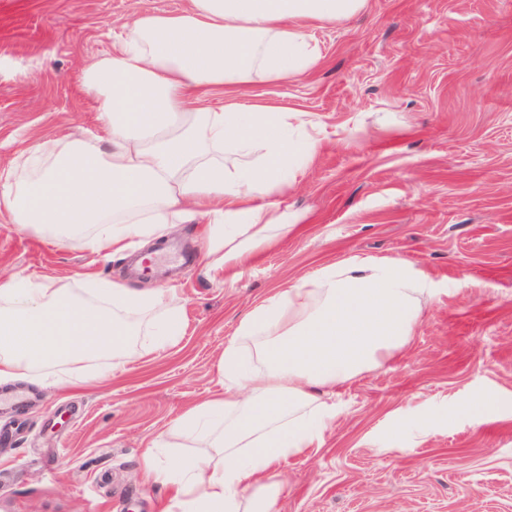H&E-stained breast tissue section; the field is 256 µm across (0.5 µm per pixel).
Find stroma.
Returning <instances> with one entry per match:
<instances>
[{"mask_svg": "<svg viewBox=\"0 0 512 512\" xmlns=\"http://www.w3.org/2000/svg\"><path fill=\"white\" fill-rule=\"evenodd\" d=\"M186 0H0V164L42 137L99 131L82 69L137 12ZM313 72L242 91V103L308 113L326 140L285 205L303 224L240 266L205 272L206 227L182 224L179 260L133 271L0 215V275L87 270L132 288L176 282L185 330L127 371L0 409V512H168L147 477L149 441L221 391L218 361L242 317L319 267L405 259L432 297L409 344L341 388L320 447L288 459L274 512H512V0H368L314 28ZM477 395L497 405L474 419Z\"/></svg>", "mask_w": 512, "mask_h": 512, "instance_id": "35a3bbf8", "label": "stroma"}]
</instances>
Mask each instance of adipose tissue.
<instances>
[{"mask_svg":"<svg viewBox=\"0 0 512 512\" xmlns=\"http://www.w3.org/2000/svg\"><path fill=\"white\" fill-rule=\"evenodd\" d=\"M367 3L188 0L178 13L124 22L111 52L82 73L102 135L49 136L19 150L0 167V214L98 255L203 224L206 267H238L303 222L280 205L322 137L302 112L233 95L312 72L322 55L310 28L349 21ZM218 93L227 103L208 106ZM430 297L427 277L399 257L328 264L274 293L224 348L223 396L193 405L172 427L202 452L177 470L158 467L160 434L144 451L146 470L173 488L178 512H271L282 462L319 447L335 421L329 397L402 349ZM181 311L173 286L138 290L94 273L71 282L1 276L0 384L60 361L124 368L137 354L139 317L160 349L182 336Z\"/></svg>","mask_w":512,"mask_h":512,"instance_id":"ef3b65f1","label":"adipose tissue"}]
</instances>
